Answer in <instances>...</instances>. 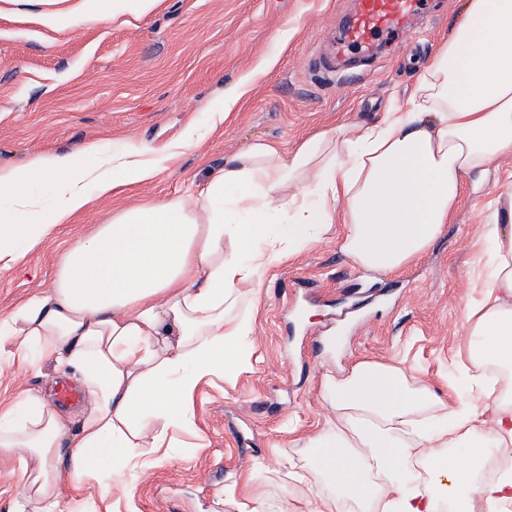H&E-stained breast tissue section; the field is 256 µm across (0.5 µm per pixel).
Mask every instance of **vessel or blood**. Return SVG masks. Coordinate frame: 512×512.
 <instances>
[{
	"label": "vessel or blood",
	"mask_w": 512,
	"mask_h": 512,
	"mask_svg": "<svg viewBox=\"0 0 512 512\" xmlns=\"http://www.w3.org/2000/svg\"><path fill=\"white\" fill-rule=\"evenodd\" d=\"M427 4L428 0H356L355 10L332 48L340 53L370 54L376 51L378 41L403 35Z\"/></svg>",
	"instance_id": "obj_1"
}]
</instances>
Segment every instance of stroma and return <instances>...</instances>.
I'll list each match as a JSON object with an SVG mask.
<instances>
[{"mask_svg":"<svg viewBox=\"0 0 512 512\" xmlns=\"http://www.w3.org/2000/svg\"><path fill=\"white\" fill-rule=\"evenodd\" d=\"M82 0H0V166L97 139L155 149L202 135L158 177L100 202L0 272V318L51 288L58 255L140 199L187 191L209 169L255 141L289 151L344 122L379 120L409 97L464 10L431 0L393 46L350 66L329 60V39L354 0H161L142 17L71 31L45 24L48 6ZM272 67H264L265 59ZM253 75L250 92L218 131L211 112L224 91ZM512 207V157L466 181V195L436 245L400 273L366 274L340 250L341 225L271 269L252 337L253 362L234 385L215 378L194 398V428L175 435L171 459L112 489L116 512H312L302 440L331 416L324 376L361 360L403 363L438 394L459 370L465 303L486 227Z\"/></svg>","mask_w":512,"mask_h":512,"instance_id":"obj_1","label":"stroma"}]
</instances>
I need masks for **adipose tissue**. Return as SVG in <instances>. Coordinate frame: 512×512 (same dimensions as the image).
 <instances>
[{
    "label": "adipose tissue",
    "mask_w": 512,
    "mask_h": 512,
    "mask_svg": "<svg viewBox=\"0 0 512 512\" xmlns=\"http://www.w3.org/2000/svg\"><path fill=\"white\" fill-rule=\"evenodd\" d=\"M160 0H89L60 28L143 14ZM512 155V0H466L405 107L343 123L293 150L253 142L187 193L124 210L57 260L43 294L0 318V366L53 365L91 400L78 429L40 391L0 407V457L23 473L14 512H108L107 486L171 453L199 385L252 364L250 338L271 268L329 224L360 271L392 275L429 251L468 174ZM171 159L100 141L0 167V271L60 225L153 181ZM487 274L465 307L459 363L482 399L440 397L399 365L326 377L327 429L301 447L331 489L314 512H512V477L481 475L512 449V209L485 236Z\"/></svg>",
    "instance_id": "obj_1"
}]
</instances>
